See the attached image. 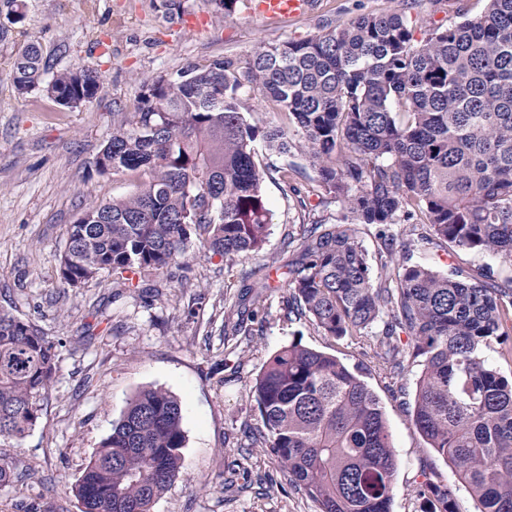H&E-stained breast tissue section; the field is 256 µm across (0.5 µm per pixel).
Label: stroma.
<instances>
[{
    "label": "stroma",
    "instance_id": "1",
    "mask_svg": "<svg viewBox=\"0 0 512 512\" xmlns=\"http://www.w3.org/2000/svg\"><path fill=\"white\" fill-rule=\"evenodd\" d=\"M27 0L22 21L0 23V308L41 326L56 347L58 369L40 419L20 446L0 445L13 474L0 485V512H79L72 488L102 439L139 390L161 388L181 403L183 473L153 512H319L295 488L268 449L247 437L260 418L250 388L267 359L294 339L367 366L364 380L384 408L397 457L391 512H423L416 489L425 479L452 487L458 512L480 505L455 469L429 448L413 422L420 363L390 373L360 338L337 339L307 321L286 319L289 231L307 217L285 191L278 166L303 170L301 190L317 177L307 156L270 155L263 188L274 219L264 253L227 264L190 251L188 266L147 271L138 288L101 272L73 289L59 277L67 232L87 207L134 193L139 176L101 173L95 160L114 124L131 115L145 80L167 77L218 58L242 62L262 44L309 38L393 0H311L310 11L267 21L255 0H239L231 17L213 0ZM39 44L52 71L95 72L101 89L75 108L42 89L19 94L12 67ZM423 257L441 271L482 267L504 279L492 254ZM254 313L249 332H235L240 312Z\"/></svg>",
    "mask_w": 512,
    "mask_h": 512
}]
</instances>
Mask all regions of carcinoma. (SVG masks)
<instances>
[{
	"label": "carcinoma",
	"mask_w": 512,
	"mask_h": 512,
	"mask_svg": "<svg viewBox=\"0 0 512 512\" xmlns=\"http://www.w3.org/2000/svg\"><path fill=\"white\" fill-rule=\"evenodd\" d=\"M452 5L459 21L430 25L420 41L400 9L260 46L242 66L190 65L144 84L95 165L148 179L71 224L59 276L82 288L111 271L131 286L186 257L193 233L229 261L261 254L273 213L260 151L304 148L319 204L334 203L341 215L288 234V316L327 336H369L394 369L420 360L416 429L454 465L480 512H512V379L487 355L512 340V277L489 282L482 272L445 274L411 261L432 246L450 259L491 253L512 265V0H488L476 15L468 0ZM48 71L40 46L28 45L15 62L16 89L45 82L68 107L100 89L88 71H58L46 82ZM250 90L280 105L303 143L248 118ZM275 172L298 192V167ZM399 224L412 225L404 238ZM362 227L375 230L385 254L378 276ZM56 369L40 326L0 309L1 444L34 429ZM251 392L261 420L253 438L320 512H391L392 438L360 370L297 339L268 359ZM182 421L169 392L133 396L74 485L80 512H151L182 475ZM417 494L426 512H456L449 486L427 479Z\"/></svg>",
	"instance_id": "obj_1"
}]
</instances>
